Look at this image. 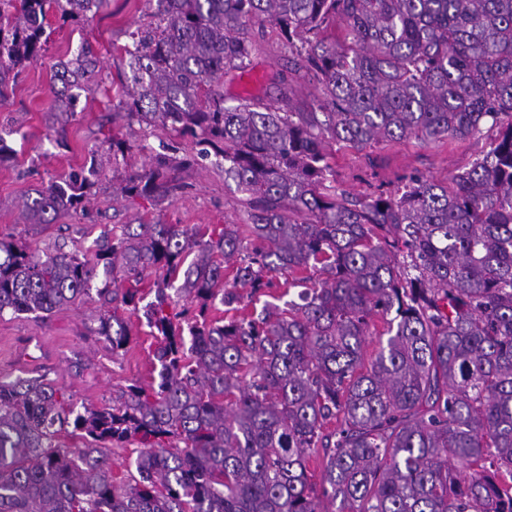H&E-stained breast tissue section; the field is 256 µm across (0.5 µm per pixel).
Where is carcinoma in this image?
I'll return each mask as SVG.
<instances>
[{
    "instance_id": "carcinoma-1",
    "label": "carcinoma",
    "mask_w": 512,
    "mask_h": 512,
    "mask_svg": "<svg viewBox=\"0 0 512 512\" xmlns=\"http://www.w3.org/2000/svg\"><path fill=\"white\" fill-rule=\"evenodd\" d=\"M106 0H0V104L62 22ZM132 33L123 116L191 139L112 177V194L159 205L210 157L245 198V224L124 225L93 263L0 237V316L50 314L105 276L96 332L130 340L119 309L145 306L158 382L74 413L39 379L0 384V512H512V0H148ZM346 36L327 42L329 27ZM271 26L317 84V108L207 89L251 65ZM99 59L61 62L59 108L75 116ZM496 131L470 168L410 176L393 194L333 185L331 145H429ZM112 167L133 146L106 140ZM98 171L34 190L27 224L89 211ZM237 261L232 282L225 270ZM292 275L297 299L242 315ZM187 305L171 314L167 289ZM220 299L224 319H207ZM379 316L381 340L366 336ZM79 439L72 451L61 437ZM140 445L122 482L110 451ZM322 452L320 475L308 471Z\"/></svg>"
}]
</instances>
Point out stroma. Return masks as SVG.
I'll return each mask as SVG.
<instances>
[{
	"label": "stroma",
	"mask_w": 512,
	"mask_h": 512,
	"mask_svg": "<svg viewBox=\"0 0 512 512\" xmlns=\"http://www.w3.org/2000/svg\"><path fill=\"white\" fill-rule=\"evenodd\" d=\"M146 0H108L88 19L60 24L51 19L53 32L38 58L18 74L13 92L0 106V138L10 156L0 162V235L13 236L32 247L75 253L93 259L99 244L112 238L121 224H138L157 218L167 224L220 225L245 221L238 204L235 181L225 178L223 164L205 160L182 171L186 187L169 202L152 205L135 198H113L112 157L105 141L116 135L133 147L136 165L149 163L164 145L193 151V143L168 131L127 125L117 115L122 85L131 73L127 66L131 34L148 22ZM253 63L265 73L255 87L242 86L236 74L215 81L225 98L257 96L280 107L288 99L310 105L316 85L294 70L276 32L253 29ZM92 45L99 66L89 79L90 90L81 96L80 111L72 118L48 124L45 115L54 99L53 73L59 62ZM492 133L467 139L444 140L423 146L413 140L380 142L357 150L333 145L336 185L355 196L374 190L397 191L406 178L419 172L446 181L488 150ZM95 165L100 191L90 203L89 215L73 214L38 229L22 224V202L33 189L66 177L72 169ZM103 278H95L84 300L57 309L47 316H0V383L42 377L70 394L77 412L111 404L127 385L149 383L153 374L156 339L142 312L126 313L131 341L125 351L113 352L94 333V316L103 301L98 294Z\"/></svg>",
	"instance_id": "obj_1"
}]
</instances>
